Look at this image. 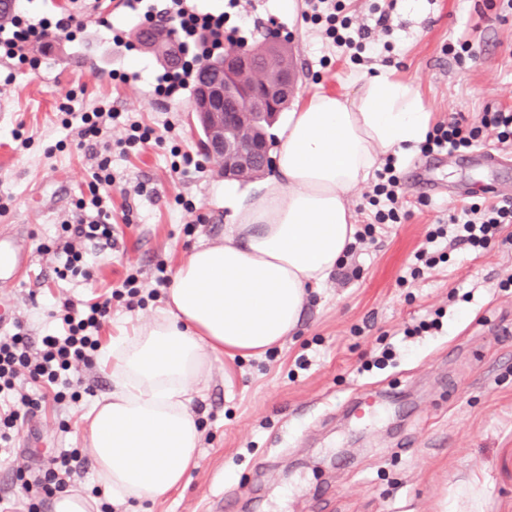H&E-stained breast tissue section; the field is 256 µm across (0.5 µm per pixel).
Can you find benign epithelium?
Returning a JSON list of instances; mask_svg holds the SVG:
<instances>
[{"label":"benign epithelium","instance_id":"7a95c632","mask_svg":"<svg viewBox=\"0 0 512 512\" xmlns=\"http://www.w3.org/2000/svg\"><path fill=\"white\" fill-rule=\"evenodd\" d=\"M149 53L175 64L181 55L170 22L149 23L138 37ZM288 47L271 40L258 49L225 50L224 65L203 70L194 110L205 127L202 147L226 178L251 179L268 165L265 132L255 122L272 115L292 97L296 72L287 64Z\"/></svg>","mask_w":512,"mask_h":512}]
</instances>
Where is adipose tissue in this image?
<instances>
[{
    "label": "adipose tissue",
    "mask_w": 512,
    "mask_h": 512,
    "mask_svg": "<svg viewBox=\"0 0 512 512\" xmlns=\"http://www.w3.org/2000/svg\"><path fill=\"white\" fill-rule=\"evenodd\" d=\"M429 129L419 95L380 73L289 113L277 177L250 191L217 187L231 219L223 240L195 245L151 321L100 354L113 387L88 413L87 450L106 497L141 503L184 483L201 439L193 388L214 357L263 355L296 329L307 289L354 241L349 192Z\"/></svg>",
    "instance_id": "obj_1"
}]
</instances>
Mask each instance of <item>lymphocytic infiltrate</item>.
Returning <instances> with one entry per match:
<instances>
[{
    "mask_svg": "<svg viewBox=\"0 0 512 512\" xmlns=\"http://www.w3.org/2000/svg\"><path fill=\"white\" fill-rule=\"evenodd\" d=\"M309 21L318 25L323 36L335 48L348 53L351 61L361 63L364 57H375L391 52V29L386 14H379L376 27L381 37H374L371 28L353 27L344 13L343 0H307ZM180 30L188 42L200 47L203 54H212L224 44L234 42V33L225 31L223 15H180ZM119 113L103 104L94 111L80 115L79 137L99 145V161L93 172L88 198L76 203L75 222L62 226V234L55 242L59 265L55 269L58 279L71 276L90 277L98 252L115 244L111 222L110 199L101 192L102 186L111 184L113 149L128 153L131 148L148 143L153 131L139 123H131L128 134L118 142L107 135L108 123L119 120ZM493 137L501 147L512 146V110L483 113L479 124H467L458 118L436 124L419 146L423 156L448 150L468 149ZM404 192L393 161H386L371 194L368 205L375 207L374 224H398L407 213L403 205ZM457 226L458 243L475 250L486 249L492 242L512 248V235H503L504 225L512 224V203L471 204L460 213L448 217ZM365 225V233L373 226ZM141 288L136 275H128L121 288L77 304L66 299L56 307L67 326L65 333L49 330L40 345H33L22 324L13 331L0 335V448L12 452L20 425L26 417L41 411L48 403H62L66 398L92 394V385L76 378L73 371L78 364L89 365L100 347L98 333L112 318L116 302H124L126 309H134ZM15 472L23 488L21 497L0 500V512H42L47 501L67 491L72 476L81 467L78 450H65L31 460L27 456L15 459Z\"/></svg>",
    "mask_w": 512,
    "mask_h": 512,
    "instance_id": "lymphocytic-infiltrate-1",
    "label": "lymphocytic infiltrate"
}]
</instances>
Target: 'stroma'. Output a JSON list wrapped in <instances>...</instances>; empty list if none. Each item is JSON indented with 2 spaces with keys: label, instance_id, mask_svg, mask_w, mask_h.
<instances>
[{
  "label": "stroma",
  "instance_id": "35a3bbf8",
  "mask_svg": "<svg viewBox=\"0 0 512 512\" xmlns=\"http://www.w3.org/2000/svg\"><path fill=\"white\" fill-rule=\"evenodd\" d=\"M229 2L198 0L200 11L227 13L245 34L258 20L276 31L298 74L289 110L315 92L345 90L359 73L344 57L321 64L328 49L305 19V0H296L291 20L272 17L267 0H237L234 8ZM120 3L76 0L82 25L70 39L54 42L48 54L0 65V197L9 201L0 225H30L35 256L29 277L5 297L35 340L52 322L54 301L89 299L131 273L152 287L158 264L175 273L200 240L220 241L229 222L212 197L223 177L200 146L189 91L160 95L163 69L130 34L127 56L142 57L151 72L134 87L113 68L107 26ZM391 23L392 62L371 68L410 84L432 122L461 116L471 124L485 111L512 108V12L504 13L502 0H397ZM464 41L476 60L445 53ZM74 51L94 54L95 65L85 72L69 67L63 58ZM70 90L77 113L106 102L156 130L173 124L165 146L113 155L107 191L118 243L98 254L88 280L57 279L58 259L46 250L87 193L96 165L77 128L62 124L59 105ZM174 147L201 159L203 169L174 172ZM501 155L504 164L488 169L471 152L441 153L433 171L440 193L407 190L409 216L399 224L375 223L363 189L352 191L355 222L373 225L372 237L310 291L297 330L270 355L214 360L193 395L202 443L184 485L110 512H208L228 486L240 492L235 512H469L473 489L479 512H512V291L500 287L512 275V250L473 252L448 237L436 245L447 262L418 279L405 277L428 231L450 212L485 200L512 202V149ZM186 201L193 210L183 209ZM157 307L154 300L132 311L116 307L100 332L102 346L145 325ZM438 310L440 330L404 336L405 326ZM387 347L393 357L384 362ZM79 373L95 384L94 396L47 405L21 425L17 448H26L37 425L41 447L84 448V416L95 398L111 392L112 378L98 363ZM383 392L390 400L364 417L346 412L349 399Z\"/></svg>",
  "mask_w": 512,
  "mask_h": 512
}]
</instances>
